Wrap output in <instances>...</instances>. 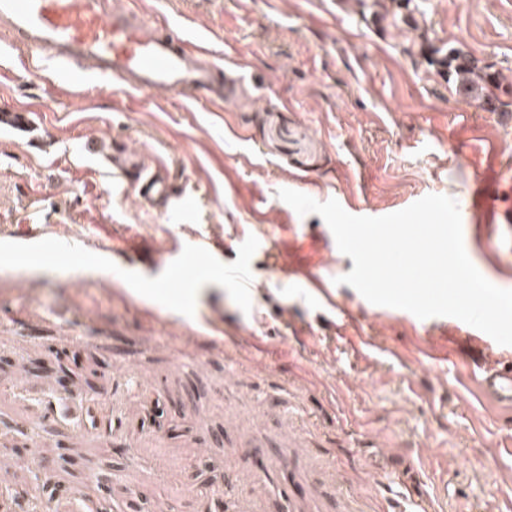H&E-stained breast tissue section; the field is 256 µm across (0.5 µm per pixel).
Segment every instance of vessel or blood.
<instances>
[{
	"instance_id": "b4317fda",
	"label": "vessel or blood",
	"mask_w": 512,
	"mask_h": 512,
	"mask_svg": "<svg viewBox=\"0 0 512 512\" xmlns=\"http://www.w3.org/2000/svg\"><path fill=\"white\" fill-rule=\"evenodd\" d=\"M0 29L33 60L48 58L63 71L77 70L101 92L121 85L129 92L169 91L194 102L223 100L224 88L236 76L217 75L207 42L188 38L182 29L151 21L131 5L108 10L107 0H0ZM500 174L480 178L468 191L471 206L495 215L491 187ZM141 198L170 201L172 187L155 177L142 179ZM286 273L320 296L328 291L309 265L294 258ZM483 394L505 412H512V361L484 367L478 379Z\"/></svg>"
}]
</instances>
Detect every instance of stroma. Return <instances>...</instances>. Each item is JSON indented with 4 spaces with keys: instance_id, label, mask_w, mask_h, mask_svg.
Segmentation results:
<instances>
[{
    "instance_id": "obj_1",
    "label": "stroma",
    "mask_w": 512,
    "mask_h": 512,
    "mask_svg": "<svg viewBox=\"0 0 512 512\" xmlns=\"http://www.w3.org/2000/svg\"><path fill=\"white\" fill-rule=\"evenodd\" d=\"M138 2L240 74L222 106L49 83L0 41V499L39 476L41 512H91L102 474L115 512H512V417L464 368L512 346L374 309L346 284L343 333L277 273L292 253L329 282L354 267L279 189L374 217L441 194L464 211L473 264L512 289L465 211L500 167L512 217V111L421 53L460 46L512 81V0H411L400 30L355 0ZM130 155L190 206L138 198ZM31 233L38 267L13 266ZM241 237L264 265L240 264ZM79 249L103 270L79 268ZM432 346L453 360L427 362Z\"/></svg>"
}]
</instances>
